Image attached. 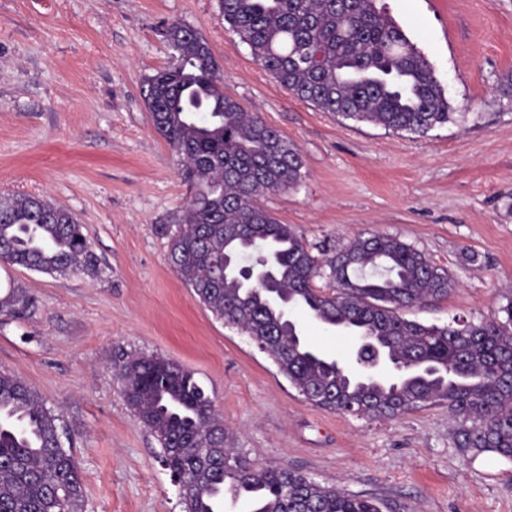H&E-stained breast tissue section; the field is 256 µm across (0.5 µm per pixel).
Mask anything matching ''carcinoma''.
Instances as JSON below:
<instances>
[{"label": "carcinoma", "instance_id": "1", "mask_svg": "<svg viewBox=\"0 0 512 512\" xmlns=\"http://www.w3.org/2000/svg\"><path fill=\"white\" fill-rule=\"evenodd\" d=\"M224 23L282 87L344 120L425 133L448 122V99L432 64L376 0H221ZM165 37L180 67L147 83L155 130L182 165L190 199L172 223L174 272L224 324L271 345L270 358L310 403L371 419L435 403L459 421L461 447L512 459V302L489 321L438 326L403 312L447 296L454 282L424 254L387 234L356 238L321 260L259 203L295 187L302 158L277 129L224 94L207 41L179 23ZM256 272L285 304L352 336H372L399 372L356 377L323 357L288 324L261 288L224 270V255ZM0 260L48 275L95 276L100 267L82 225L67 209L29 196L0 198ZM327 276L336 292L315 288ZM32 307L24 293L0 310ZM121 395L180 477L183 512H221V489L249 512H381L371 498L322 485L283 467L255 466L234 448L212 398L194 375L159 356L119 368ZM77 462L63 447L59 416L19 377L0 371V512H80Z\"/></svg>", "mask_w": 512, "mask_h": 512}]
</instances>
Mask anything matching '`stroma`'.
<instances>
[{
	"instance_id": "stroma-1",
	"label": "stroma",
	"mask_w": 512,
	"mask_h": 512,
	"mask_svg": "<svg viewBox=\"0 0 512 512\" xmlns=\"http://www.w3.org/2000/svg\"><path fill=\"white\" fill-rule=\"evenodd\" d=\"M431 62L446 124L392 132L322 112L253 59L219 0H0V197L44 196L72 212L99 276L0 262V371L61 418L83 482L81 512H182L159 446L118 392L122 360L160 355L192 372L250 461L378 499L382 512H512V459L460 447L447 405L394 419L318 408L173 271L160 225L189 196L146 108L147 80L175 65L178 22L210 45L225 93L294 142L300 183L260 196L312 253L378 232L454 278L406 318L489 320L512 299V0H377ZM307 343L347 357L354 339L304 313Z\"/></svg>"
}]
</instances>
